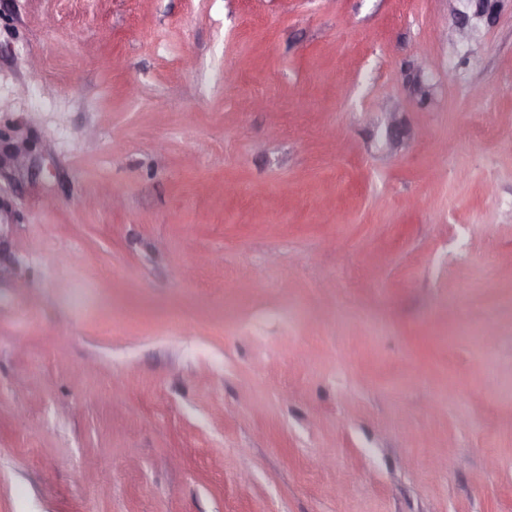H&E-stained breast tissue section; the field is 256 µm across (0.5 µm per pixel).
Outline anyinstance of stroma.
Instances as JSON below:
<instances>
[{
	"instance_id": "obj_1",
	"label": "stroma",
	"mask_w": 512,
	"mask_h": 512,
	"mask_svg": "<svg viewBox=\"0 0 512 512\" xmlns=\"http://www.w3.org/2000/svg\"><path fill=\"white\" fill-rule=\"evenodd\" d=\"M0 512H512V0H0Z\"/></svg>"
}]
</instances>
